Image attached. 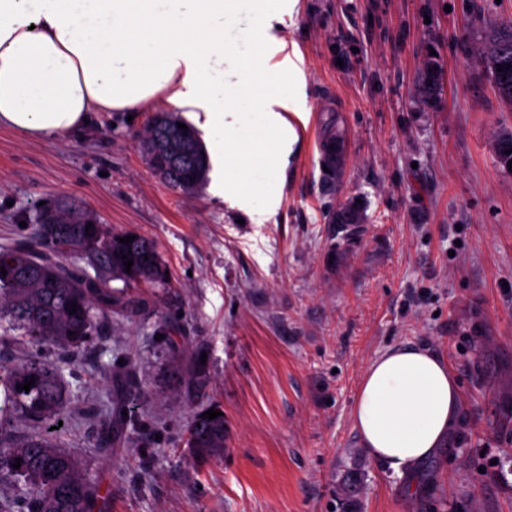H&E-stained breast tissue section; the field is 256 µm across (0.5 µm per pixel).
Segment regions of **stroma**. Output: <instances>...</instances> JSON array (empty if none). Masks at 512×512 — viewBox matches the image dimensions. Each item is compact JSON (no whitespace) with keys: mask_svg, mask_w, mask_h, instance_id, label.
<instances>
[{"mask_svg":"<svg viewBox=\"0 0 512 512\" xmlns=\"http://www.w3.org/2000/svg\"><path fill=\"white\" fill-rule=\"evenodd\" d=\"M506 19L512 0H298L274 33L302 58L317 124L261 218L218 196V154L194 193L160 180L140 146L153 108L40 141L0 127V243L66 196L107 231L154 240L169 272L140 289L148 312L113 313L77 352L59 430L8 433L60 441L103 493L95 512H512V168L497 152L512 105L481 60ZM330 137L345 143L331 184L317 148ZM186 343L208 356L191 397L160 385ZM395 346L444 359L461 393L444 445L403 473L352 420L365 369ZM125 354L134 389L108 367ZM110 399L132 421L98 448ZM212 403L224 452L201 461L186 427Z\"/></svg>","mask_w":512,"mask_h":512,"instance_id":"35a3bbf8","label":"stroma"}]
</instances>
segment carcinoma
<instances>
[{"label":"carcinoma","mask_w":512,"mask_h":512,"mask_svg":"<svg viewBox=\"0 0 512 512\" xmlns=\"http://www.w3.org/2000/svg\"><path fill=\"white\" fill-rule=\"evenodd\" d=\"M512 64V23L490 32L485 38L482 61L499 97L512 103V67L497 71V63ZM173 128L180 119L160 113L149 119L143 141H151L157 123ZM196 154L204 158L197 167L184 164L182 178L164 177V182L180 191H191L203 183L210 169L209 157L198 132L192 126ZM52 212L58 220L37 224L19 242L0 245V324L14 332V340L27 350V361L19 366L0 364V483L29 481L36 489L24 490L0 500V512H94L97 490L79 474L77 461L46 438L15 442L4 434L5 426L18 418L55 426L67 414V398L62 370L41 362L43 351L59 348L76 352L101 335L104 321L117 309L146 307L141 298H132L110 286L113 278L135 290L143 283L168 284L166 266L154 241L135 236L129 244L119 242L123 233H110L80 207L65 198H49L36 213ZM93 224L87 228V224ZM76 257L81 267H72L67 258ZM131 260V273L124 260ZM77 311H72V304ZM202 351L192 355L194 379L171 377L172 388L189 387L205 373ZM35 380L25 391L21 385ZM123 407L117 405L100 419L96 442L110 447L116 430L124 423ZM188 447L202 457L224 451V416L208 419L197 414L188 430ZM20 468H14L16 461Z\"/></svg>","instance_id":"1"}]
</instances>
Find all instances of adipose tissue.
<instances>
[{"mask_svg": "<svg viewBox=\"0 0 512 512\" xmlns=\"http://www.w3.org/2000/svg\"><path fill=\"white\" fill-rule=\"evenodd\" d=\"M258 0H0V127L42 139L84 128L96 112L163 101L219 143L233 195L265 210L294 130L281 112L302 94L298 67L261 59L280 12ZM461 395L448 364L396 346L363 374L352 418L375 460L414 470L443 444Z\"/></svg>", "mask_w": 512, "mask_h": 512, "instance_id": "adipose-tissue-1", "label": "adipose tissue"}]
</instances>
